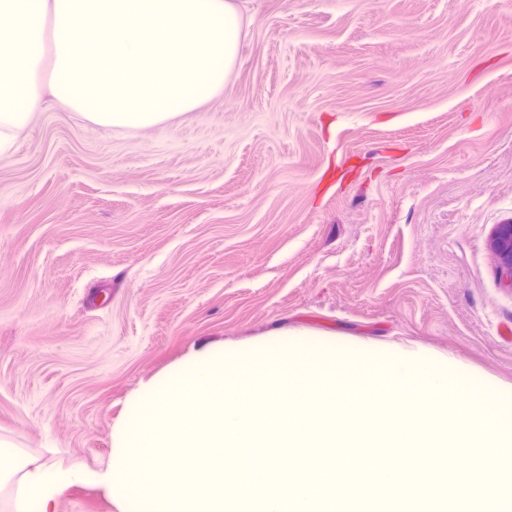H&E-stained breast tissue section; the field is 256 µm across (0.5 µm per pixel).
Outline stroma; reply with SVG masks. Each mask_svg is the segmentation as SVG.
Segmentation results:
<instances>
[{
    "label": "stroma",
    "instance_id": "obj_1",
    "mask_svg": "<svg viewBox=\"0 0 512 512\" xmlns=\"http://www.w3.org/2000/svg\"><path fill=\"white\" fill-rule=\"evenodd\" d=\"M221 97L146 129L48 106L0 156V435L96 465L127 394L275 329L423 347L512 388V0H235ZM379 471L459 508L487 463L380 393ZM443 442L414 434L434 420ZM492 244L500 259V280L505 286L512 288V224L498 225Z\"/></svg>",
    "mask_w": 512,
    "mask_h": 512
}]
</instances>
